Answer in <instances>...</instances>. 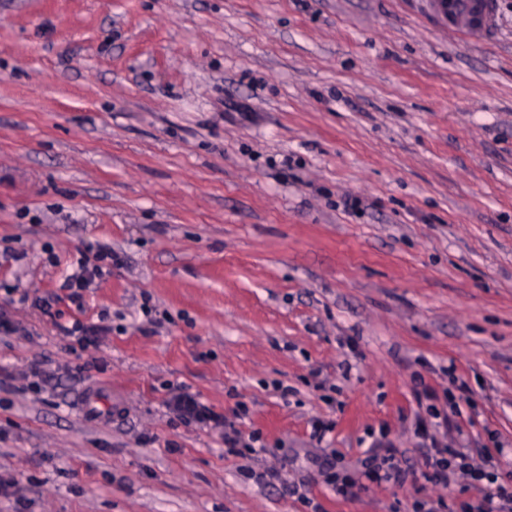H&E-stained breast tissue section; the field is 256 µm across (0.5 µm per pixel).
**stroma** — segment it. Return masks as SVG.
Masks as SVG:
<instances>
[{"instance_id": "obj_1", "label": "stroma", "mask_w": 512, "mask_h": 512, "mask_svg": "<svg viewBox=\"0 0 512 512\" xmlns=\"http://www.w3.org/2000/svg\"><path fill=\"white\" fill-rule=\"evenodd\" d=\"M496 2L495 38L474 43L428 0H0V315L26 330L0 336V475L17 482L0 512H409L458 484L342 496L320 463L383 429L417 459L424 385L466 383L446 442L512 461V0ZM97 244L118 259L72 303ZM11 288L59 295L56 315ZM76 320L103 327L80 353L61 331ZM88 387L111 417L83 414ZM180 388L265 452L173 420Z\"/></svg>"}]
</instances>
